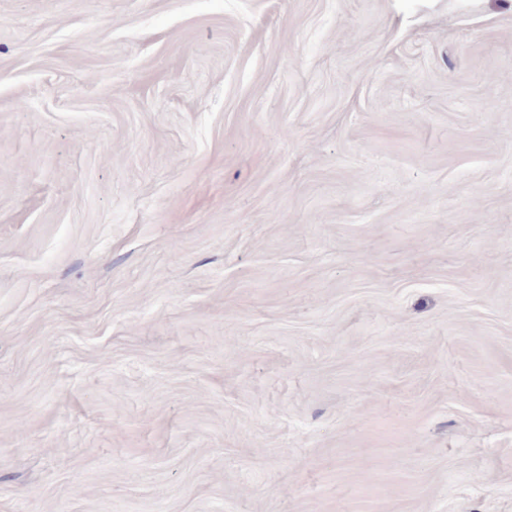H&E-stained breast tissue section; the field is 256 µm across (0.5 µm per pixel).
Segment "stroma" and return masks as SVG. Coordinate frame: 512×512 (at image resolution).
I'll use <instances>...</instances> for the list:
<instances>
[{
    "label": "stroma",
    "instance_id": "35a3bbf8",
    "mask_svg": "<svg viewBox=\"0 0 512 512\" xmlns=\"http://www.w3.org/2000/svg\"><path fill=\"white\" fill-rule=\"evenodd\" d=\"M0 512H512V0H0Z\"/></svg>",
    "mask_w": 512,
    "mask_h": 512
}]
</instances>
